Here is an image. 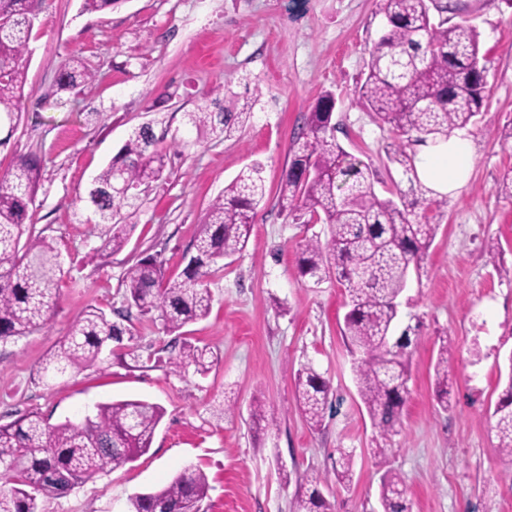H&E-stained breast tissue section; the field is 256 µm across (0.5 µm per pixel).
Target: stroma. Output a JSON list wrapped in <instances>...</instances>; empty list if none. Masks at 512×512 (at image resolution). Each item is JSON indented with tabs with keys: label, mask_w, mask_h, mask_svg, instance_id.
<instances>
[{
	"label": "stroma",
	"mask_w": 512,
	"mask_h": 512,
	"mask_svg": "<svg viewBox=\"0 0 512 512\" xmlns=\"http://www.w3.org/2000/svg\"><path fill=\"white\" fill-rule=\"evenodd\" d=\"M435 20L469 21L480 35L486 110L469 130L475 157L466 186L445 205L421 202L438 231L419 273L400 297V321L420 323L411 358L402 429L374 454L372 429L353 380L354 358L341 335L345 308L335 279L313 285L296 273L306 237L325 225L280 214L283 170L303 115L331 91L336 138L371 170L388 198L409 184L391 157L416 155L417 136L399 134L356 101L384 24L380 0H123L109 12L83 0H46L32 30L24 96L10 141L0 147V176L20 156L41 161L29 209L34 230L54 238L63 263L48 325L0 342V424L30 412L50 423L78 420L95 404L143 399L165 416L147 454L68 492L41 499L43 512H127L130 497L170 481L184 467L209 482L201 512H291L299 480L329 474L323 493L334 512H381L380 478L399 473L411 512H512V486L492 431L491 412L512 353V199L496 183L512 167V0H435ZM90 72L74 93L58 91V65L70 56ZM258 91L250 121L231 137L196 131L186 115L217 86ZM153 122L156 135L186 136L163 178L124 216L133 231L110 256L96 250L111 227L81 204L92 179L133 130ZM264 166L266 197L247 246L211 280L207 318L187 327L216 362L206 377L169 366L157 315L135 319L134 340L106 369L90 368L44 385L46 353L92 306H123V277L138 258L157 257L180 275L183 257L210 201L247 164ZM499 246L489 255L488 243ZM449 341L451 407L434 400V364ZM310 363L331 384L321 430H311L294 398L293 375ZM263 402L278 425H251ZM352 453L349 484L333 480L340 452Z\"/></svg>",
	"instance_id": "stroma-1"
}]
</instances>
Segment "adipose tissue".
<instances>
[{
	"instance_id": "obj_1",
	"label": "adipose tissue",
	"mask_w": 512,
	"mask_h": 512,
	"mask_svg": "<svg viewBox=\"0 0 512 512\" xmlns=\"http://www.w3.org/2000/svg\"><path fill=\"white\" fill-rule=\"evenodd\" d=\"M474 161L473 138L456 130L435 144L423 146L414 159L417 178L437 195H451L467 182Z\"/></svg>"
}]
</instances>
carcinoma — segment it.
<instances>
[{
	"instance_id": "cac0c4a2",
	"label": "carcinoma",
	"mask_w": 512,
	"mask_h": 512,
	"mask_svg": "<svg viewBox=\"0 0 512 512\" xmlns=\"http://www.w3.org/2000/svg\"><path fill=\"white\" fill-rule=\"evenodd\" d=\"M429 0H381L385 25L358 89V102L403 135L420 139L448 136L483 112L486 103L484 69L476 28L466 22L450 27L434 21ZM45 0H0V123L14 129L29 66V42ZM91 77L72 58L58 70L57 89H75ZM224 87L212 90L210 103L188 113L198 130L229 137L251 118L255 101L236 93L220 98ZM335 100L321 96L304 118L293 142L292 158L282 173L278 206L288 215L324 224L327 235L305 240L298 273L318 285L333 275L345 293L347 311L342 335L355 356L353 372L359 397L372 428L382 440L399 433L410 380V356L420 324L400 326L398 298L411 272L420 271L438 225L415 214V202L401 193L381 199L368 166L336 140L332 123ZM193 143L174 139L162 146L150 126H143L95 177L88 193L92 212L112 224V235L96 253L121 251L129 241L131 224L116 221L123 208H132L139 191L158 181L170 149L188 150ZM410 183V192L429 190L417 179L414 159L403 152L395 158ZM39 176L37 160L17 158L0 177V341L30 335L44 328L59 297L60 253L53 239L28 227L29 205ZM266 194L263 167L254 163L224 187L206 209L192 243L183 276H166L163 263L150 257L131 265L124 277V306L117 323L97 306L88 308L42 362L45 375H77L109 362V343L134 338L133 314L160 312L163 327L174 335L178 351L170 361L179 374L209 373L211 351L182 332L211 310L209 283L224 271V261L239 255L252 231L255 211ZM443 342L434 365L436 402L451 406L448 356ZM505 387L491 418L502 459L512 461V353L506 357ZM330 394L329 383L307 364L295 375V398L308 426L321 428ZM165 411L157 403L130 399L98 403L80 421L51 424L37 413L0 425V512H42L38 495L57 496L95 474L137 461L150 449ZM352 458L342 451L335 476L351 481ZM306 491L294 498L292 512H329L322 487L327 478L306 477ZM209 484L205 474L188 467L156 491L130 501L129 512H200ZM379 500L383 512H411L403 478L394 472L382 477Z\"/></svg>"
}]
</instances>
